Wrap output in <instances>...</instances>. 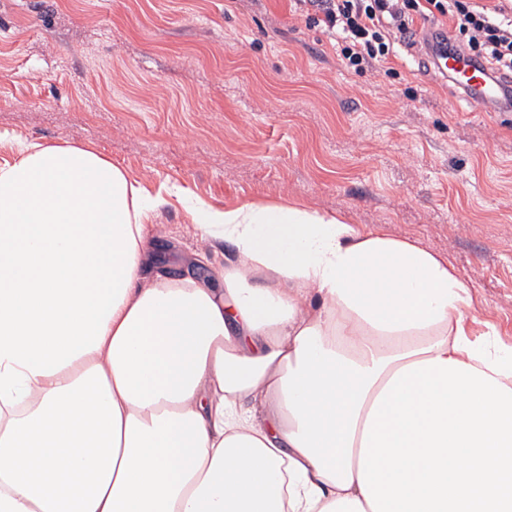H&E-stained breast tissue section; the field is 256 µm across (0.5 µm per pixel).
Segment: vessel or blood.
I'll return each mask as SVG.
<instances>
[{
    "instance_id": "b4317fda",
    "label": "vessel or blood",
    "mask_w": 512,
    "mask_h": 512,
    "mask_svg": "<svg viewBox=\"0 0 512 512\" xmlns=\"http://www.w3.org/2000/svg\"><path fill=\"white\" fill-rule=\"evenodd\" d=\"M430 67L446 76L455 94L471 107L487 105L504 92L501 82L489 77L467 55L449 51L447 43L436 45Z\"/></svg>"
}]
</instances>
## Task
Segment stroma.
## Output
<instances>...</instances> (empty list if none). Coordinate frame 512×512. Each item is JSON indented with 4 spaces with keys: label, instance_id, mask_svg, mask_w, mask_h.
Instances as JSON below:
<instances>
[{
    "label": "stroma",
    "instance_id": "obj_1",
    "mask_svg": "<svg viewBox=\"0 0 512 512\" xmlns=\"http://www.w3.org/2000/svg\"><path fill=\"white\" fill-rule=\"evenodd\" d=\"M377 89L290 0H0V130L91 146L146 190L150 235L203 252L184 206L297 202L416 239L512 345V112L454 110L418 48Z\"/></svg>",
    "mask_w": 512,
    "mask_h": 512
}]
</instances>
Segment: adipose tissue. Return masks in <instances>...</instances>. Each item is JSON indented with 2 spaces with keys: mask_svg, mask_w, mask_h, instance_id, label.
Returning a JSON list of instances; mask_svg holds the SVG:
<instances>
[{
  "mask_svg": "<svg viewBox=\"0 0 512 512\" xmlns=\"http://www.w3.org/2000/svg\"><path fill=\"white\" fill-rule=\"evenodd\" d=\"M0 163V512H372L361 441L403 366L512 388L472 285L297 205L197 202L222 287L157 271L149 198L80 145Z\"/></svg>",
  "mask_w": 512,
  "mask_h": 512,
  "instance_id": "adipose-tissue-1",
  "label": "adipose tissue"
}]
</instances>
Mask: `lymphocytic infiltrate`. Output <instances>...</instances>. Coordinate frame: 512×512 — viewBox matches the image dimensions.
<instances>
[{
	"label": "lymphocytic infiltrate",
	"mask_w": 512,
	"mask_h": 512,
	"mask_svg": "<svg viewBox=\"0 0 512 512\" xmlns=\"http://www.w3.org/2000/svg\"><path fill=\"white\" fill-rule=\"evenodd\" d=\"M308 29L334 37L345 68L384 71L416 22L451 25L448 45L495 77L512 76V0H293Z\"/></svg>",
	"instance_id": "1"
}]
</instances>
